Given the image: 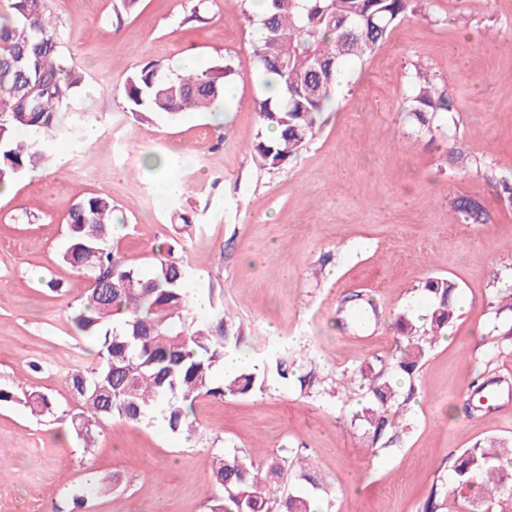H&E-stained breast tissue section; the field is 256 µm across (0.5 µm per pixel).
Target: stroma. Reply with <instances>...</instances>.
Masks as SVG:
<instances>
[{"instance_id": "obj_1", "label": "stroma", "mask_w": 512, "mask_h": 512, "mask_svg": "<svg viewBox=\"0 0 512 512\" xmlns=\"http://www.w3.org/2000/svg\"><path fill=\"white\" fill-rule=\"evenodd\" d=\"M64 53L85 83L65 124L44 138L48 163L0 195V512H69L70 491L110 483L84 512H209L207 480L217 451L262 463L303 448L317 464L324 512H421L433 485L452 492L448 456L512 440V337L493 335L497 289L512 281V203L477 166L512 175V0H431L426 16L397 23L348 86L321 130L288 166H264L250 146L252 29L238 0H46ZM230 61L239 73L229 111L148 124L125 109L127 79L145 64L177 68L183 54ZM427 71L455 110L449 133L431 134L404 112L409 79ZM97 128V140L86 136ZM190 156L187 165L180 156ZM470 168H462L460 157ZM186 186L169 199L168 176ZM112 201L123 224L109 246L140 272L173 249L197 272L191 291L234 312L252 363L283 347L307 353L326 387L300 394L273 377L245 396L201 397L195 430L113 422L85 449L69 428L78 406L66 380L92 366L96 346L69 322L83 275L65 264L68 215L79 201ZM468 197L484 210L471 224L450 207ZM430 276L454 281L459 317L413 380L405 425L371 449L351 422V392L331 380L375 364L395 347L398 315L417 320ZM376 308L354 330V295ZM52 395L55 416L32 415L28 393Z\"/></svg>"}]
</instances>
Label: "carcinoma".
Listing matches in <instances>:
<instances>
[{"label":"carcinoma","mask_w":512,"mask_h":512,"mask_svg":"<svg viewBox=\"0 0 512 512\" xmlns=\"http://www.w3.org/2000/svg\"><path fill=\"white\" fill-rule=\"evenodd\" d=\"M427 2L266 0L259 19L247 16L258 27V36L252 37L251 78L260 87L254 109L261 130L251 150L261 162L282 168L296 158L315 138L321 114L348 67L371 54L395 24L424 13ZM234 76L226 63L177 75L150 63L127 80L126 109L142 122L158 117L174 121L186 112L229 103ZM82 83L81 73L62 54L44 0H7V13L0 15L1 190L46 158L39 134L61 125L63 111ZM272 85L280 91L275 100L266 94ZM408 101V118L430 133L440 129V114L453 111L447 94L421 72L415 74ZM483 179L512 201V179L492 168L484 170ZM450 204L465 220L483 221L477 201L457 197ZM120 222L110 200L80 201L70 211L62 253L65 263L95 279L70 315L74 327L98 345L95 365L67 378L70 394L81 407L71 424L84 448L94 447L112 420L147 424L156 409L171 432L179 434L193 428L200 397L261 392L273 375L293 377L300 392H311L316 374L296 373V361H288L285 350L269 354L250 370L218 379L224 357L243 342L240 328L222 305L212 304L206 318L197 317L186 293L196 274L173 252L156 253L148 276L115 259L107 244L112 224ZM422 288L432 300L426 323L416 327L399 316L400 336L394 350L380 360V369L360 366L348 378L365 399L354 418L370 448L377 447L404 412L407 399L399 394L393 375L413 377L433 339L447 333L457 318L454 282L432 277ZM25 404L36 416L59 408L45 394L31 393ZM448 460L456 488L480 489L470 512H512V447L492 441L452 453ZM291 470L302 485L282 494L283 476ZM315 473L311 459L291 448L263 466L220 453L210 469V512H315Z\"/></svg>","instance_id":"cac0c4a2"}]
</instances>
